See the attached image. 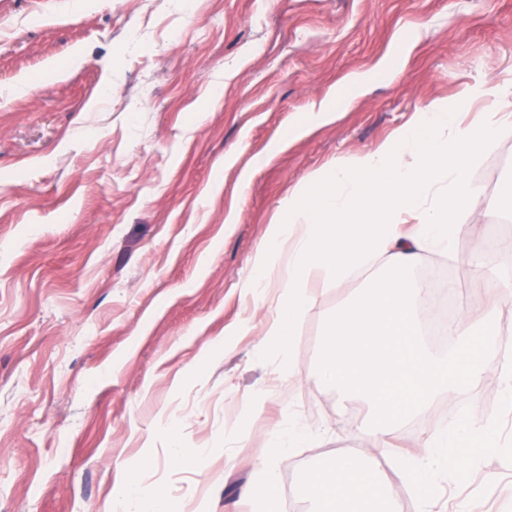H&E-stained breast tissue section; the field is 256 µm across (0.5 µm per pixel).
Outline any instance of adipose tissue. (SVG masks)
Returning a JSON list of instances; mask_svg holds the SVG:
<instances>
[{
    "label": "adipose tissue",
    "instance_id": "ef3b65f1",
    "mask_svg": "<svg viewBox=\"0 0 512 512\" xmlns=\"http://www.w3.org/2000/svg\"><path fill=\"white\" fill-rule=\"evenodd\" d=\"M303 433L296 419L272 433L275 455L266 458L250 490L255 512H276L278 453L295 447ZM495 430L487 423L460 417L434 431L422 443L417 456L404 460L391 473L376 471L369 460L337 455L330 466L311 471L297 489L310 501L312 512H340L350 505L352 512H373V503L383 486L398 480L411 486L419 512H431L433 487L439 473L463 476L475 456L494 452Z\"/></svg>",
    "mask_w": 512,
    "mask_h": 512
}]
</instances>
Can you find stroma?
<instances>
[{
    "label": "stroma",
    "instance_id": "35a3bbf8",
    "mask_svg": "<svg viewBox=\"0 0 512 512\" xmlns=\"http://www.w3.org/2000/svg\"><path fill=\"white\" fill-rule=\"evenodd\" d=\"M511 78L512 0H0V512H101L137 485L169 512H252L243 490L290 407L311 439L279 462L280 512H308L311 469L344 452L390 471L486 405L498 449L469 483L441 473L434 512H512L501 339L478 386L380 448L369 404L318 376L327 316L379 262L309 281L286 358L261 344L277 289L245 287L312 176ZM332 103L334 120L308 122ZM471 174L480 204L411 281L440 267L471 285L468 258L512 213V127Z\"/></svg>",
    "mask_w": 512,
    "mask_h": 512
}]
</instances>
